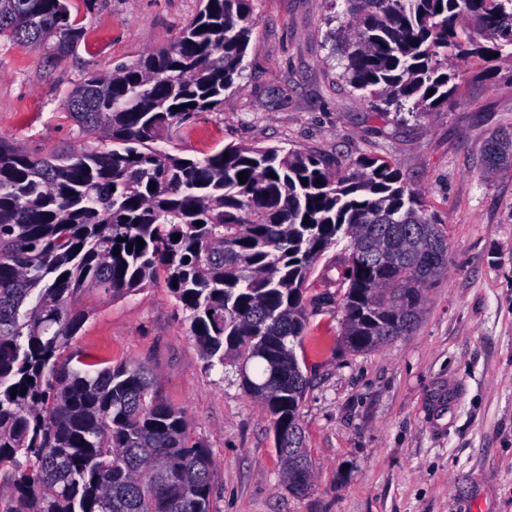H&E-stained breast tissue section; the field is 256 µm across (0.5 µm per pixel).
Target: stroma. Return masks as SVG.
I'll list each match as a JSON object with an SVG mask.
<instances>
[{
    "label": "stroma",
    "mask_w": 512,
    "mask_h": 512,
    "mask_svg": "<svg viewBox=\"0 0 512 512\" xmlns=\"http://www.w3.org/2000/svg\"><path fill=\"white\" fill-rule=\"evenodd\" d=\"M200 0H72L85 34L66 57L0 37V136L33 157L80 145L65 96L91 72L168 46ZM245 70L222 109L176 141L191 158L227 144L277 146L349 164L378 157L423 193L448 242L408 336L365 352L342 343L344 245L318 261L298 355L311 488L287 487L269 414L210 370L164 280L91 299L74 346L136 363L211 452L210 512H512V167L482 146L512 128V61L456 60V90L428 116H380L340 79L328 0H253Z\"/></svg>",
    "instance_id": "obj_1"
}]
</instances>
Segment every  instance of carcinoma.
Here are the masks:
<instances>
[{"instance_id": "obj_1", "label": "carcinoma", "mask_w": 512, "mask_h": 512, "mask_svg": "<svg viewBox=\"0 0 512 512\" xmlns=\"http://www.w3.org/2000/svg\"><path fill=\"white\" fill-rule=\"evenodd\" d=\"M343 2L331 32L341 78L383 115L448 104L450 50L512 58V0ZM256 24L251 0H201L171 45L68 92L88 144L36 158L0 137V512H209V451L150 370L71 351L90 293L113 300L164 278L207 368H234L269 411L298 494L313 465L296 347L317 261L347 241L350 351L417 328L448 244L393 164L362 158L339 171L276 146L228 144L201 159L158 146L224 106ZM0 36L62 58L83 29L69 0H0ZM483 153L487 171L511 167L512 134Z\"/></svg>"}]
</instances>
